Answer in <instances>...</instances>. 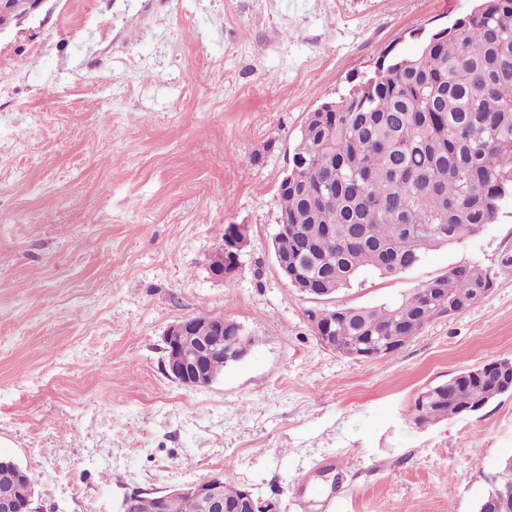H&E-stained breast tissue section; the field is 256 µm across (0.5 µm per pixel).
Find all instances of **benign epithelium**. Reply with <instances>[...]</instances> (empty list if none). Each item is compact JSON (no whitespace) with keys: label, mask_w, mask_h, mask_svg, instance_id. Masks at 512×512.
<instances>
[{"label":"benign epithelium","mask_w":512,"mask_h":512,"mask_svg":"<svg viewBox=\"0 0 512 512\" xmlns=\"http://www.w3.org/2000/svg\"><path fill=\"white\" fill-rule=\"evenodd\" d=\"M46 0H0V33L12 23L38 11ZM248 229L241 224H230L224 229V241L217 249L210 266L211 274L218 280L233 278L240 266L242 250L247 245ZM328 315L325 309L317 308L312 316L316 324L319 343L333 348L330 328L321 322ZM198 317L182 318L166 329L163 337L165 370L167 376L188 389L208 386L214 377L207 365L211 358L222 355L224 361L238 362L245 354L236 348L235 339L224 335V320L221 316H209L212 334L200 338L195 334ZM175 495H192L200 503L202 512H267L269 507L260 503L245 489L240 505L229 507L224 503V477L213 476L200 482L177 487L156 496L160 505H165ZM32 485H11L0 489V512H34Z\"/></svg>","instance_id":"1"}]
</instances>
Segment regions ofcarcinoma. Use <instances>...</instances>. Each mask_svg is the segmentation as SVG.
<instances>
[{
	"label": "carcinoma",
	"instance_id": "carcinoma-1",
	"mask_svg": "<svg viewBox=\"0 0 512 512\" xmlns=\"http://www.w3.org/2000/svg\"><path fill=\"white\" fill-rule=\"evenodd\" d=\"M383 65L340 96L334 112H311L278 188V219L297 228L277 240L293 272L340 291L365 271L390 277L431 249L462 242L492 223L512 195V0H478L473 11L424 36L416 54ZM494 278L479 263L455 266L391 305L336 307L325 324L336 349L381 336L403 347L448 306H472ZM466 368L422 390L414 421L477 412L512 393L499 369ZM512 490V462L487 488Z\"/></svg>",
	"mask_w": 512,
	"mask_h": 512
}]
</instances>
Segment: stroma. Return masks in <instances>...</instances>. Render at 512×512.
<instances>
[{"label": "stroma", "instance_id": "stroma-1", "mask_svg": "<svg viewBox=\"0 0 512 512\" xmlns=\"http://www.w3.org/2000/svg\"><path fill=\"white\" fill-rule=\"evenodd\" d=\"M476 0H46L0 33V456L35 512H123L220 474L274 512H478L512 394L428 425L425 387L512 355V198L495 222L326 301L392 304L462 264L481 302L395 354L323 348L280 273L278 186L309 112ZM248 227L233 279L209 270ZM221 315L256 343L207 387L163 336Z\"/></svg>", "mask_w": 512, "mask_h": 512}]
</instances>
